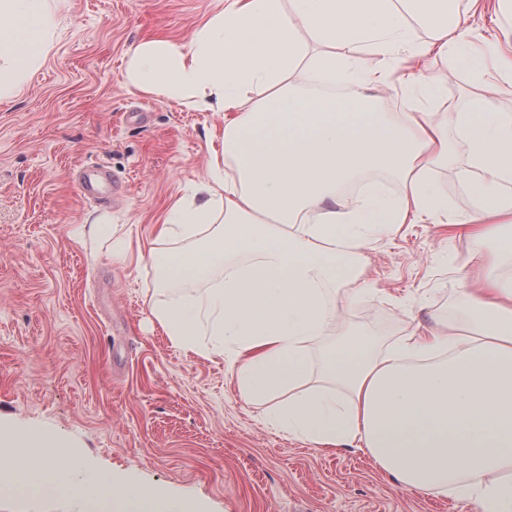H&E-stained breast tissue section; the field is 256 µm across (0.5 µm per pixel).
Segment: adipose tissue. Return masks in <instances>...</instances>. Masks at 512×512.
Segmentation results:
<instances>
[{
    "instance_id": "adipose-tissue-1",
    "label": "adipose tissue",
    "mask_w": 512,
    "mask_h": 512,
    "mask_svg": "<svg viewBox=\"0 0 512 512\" xmlns=\"http://www.w3.org/2000/svg\"><path fill=\"white\" fill-rule=\"evenodd\" d=\"M479 3L224 0L188 42L139 43L127 80L224 115L207 181L158 219L144 257L163 279L149 305L166 336L227 361L247 401L277 400L269 421L288 435L365 449L402 488L449 489L481 512H512V278L496 272L512 260V115L493 97L512 81V27L475 45ZM69 9L70 0H0V101L26 91ZM437 57L481 84L469 107L444 120L428 107L441 85L428 68ZM396 74L403 110L375 111L371 89ZM338 84L349 90L342 112L308 92ZM452 134L474 200L464 216L431 187ZM374 169L397 175L401 193L372 185L337 205L344 184ZM420 221L497 244L463 279L468 329L440 321L383 345L342 327L346 291L365 281L371 234ZM187 238L189 248L166 246ZM189 285L197 295H181ZM322 336L335 342L314 368L307 346ZM0 446V473L27 499L51 489L69 512L93 498L113 512H205L123 474L86 471L36 429L0 421Z\"/></svg>"
}]
</instances>
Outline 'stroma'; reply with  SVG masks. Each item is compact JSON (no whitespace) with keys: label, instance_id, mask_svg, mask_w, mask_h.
<instances>
[{"label":"stroma","instance_id":"obj_1","mask_svg":"<svg viewBox=\"0 0 512 512\" xmlns=\"http://www.w3.org/2000/svg\"><path fill=\"white\" fill-rule=\"evenodd\" d=\"M215 0H71L53 47L19 97L0 102V419L47 431L99 470H117L207 512H479L452 491L400 487L363 451L330 450L268 423L226 361L175 348L152 316L158 270L137 264L152 225L207 176L224 116L142 92L126 79L143 40L190 38ZM435 107L465 108L468 73L431 66ZM104 164L114 201L74 179ZM448 141L433 189L473 207ZM111 222L93 234L96 217ZM490 243L445 224H399L362 250L370 287L350 289L347 326L395 342L443 320L465 324L461 281Z\"/></svg>","mask_w":512,"mask_h":512}]
</instances>
